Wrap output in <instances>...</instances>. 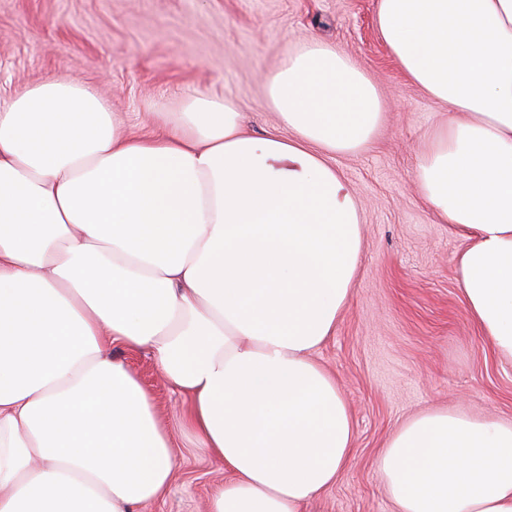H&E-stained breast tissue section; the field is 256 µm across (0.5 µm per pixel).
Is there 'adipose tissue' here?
<instances>
[{"label": "adipose tissue", "mask_w": 512, "mask_h": 512, "mask_svg": "<svg viewBox=\"0 0 512 512\" xmlns=\"http://www.w3.org/2000/svg\"><path fill=\"white\" fill-rule=\"evenodd\" d=\"M377 28L448 108L414 180L467 236L469 313L512 360V0H379ZM264 81L288 136L198 92L148 135L71 82L0 100V512H135L165 494L176 450L116 344L150 349L188 398L182 426L229 475L210 512H304L343 470L350 410L312 354L363 235L331 159L374 143L382 103L317 39ZM376 474L396 512H512V424L421 414Z\"/></svg>", "instance_id": "adipose-tissue-1"}]
</instances>
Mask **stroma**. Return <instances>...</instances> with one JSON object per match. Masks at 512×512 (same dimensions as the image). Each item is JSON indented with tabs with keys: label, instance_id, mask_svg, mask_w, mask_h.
<instances>
[{
	"label": "stroma",
	"instance_id": "obj_1",
	"mask_svg": "<svg viewBox=\"0 0 512 512\" xmlns=\"http://www.w3.org/2000/svg\"><path fill=\"white\" fill-rule=\"evenodd\" d=\"M378 0H0V99L47 78L93 89L136 134L190 91L234 100L257 135H286L266 104L265 73L310 38L336 45L376 82L385 112L374 144L336 156L363 226L361 268L336 330L313 357L348 402L355 443L306 512H395L376 475L384 443L432 409L512 422V361L470 317L456 262L467 239L440 223L413 180L448 109L410 84L375 24ZM112 356L150 396L178 449L174 478L139 512H209L227 475L179 421L184 397L151 351Z\"/></svg>",
	"mask_w": 512,
	"mask_h": 512
}]
</instances>
